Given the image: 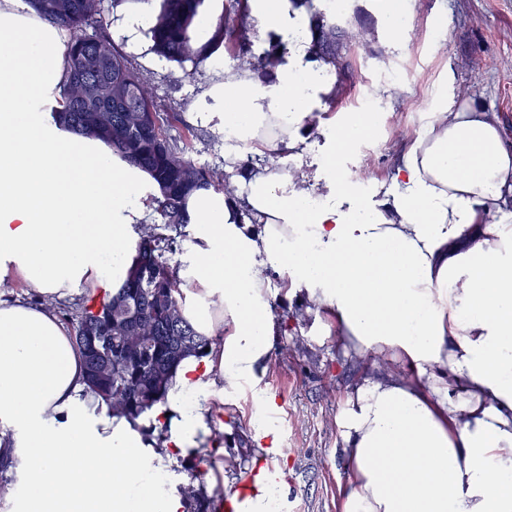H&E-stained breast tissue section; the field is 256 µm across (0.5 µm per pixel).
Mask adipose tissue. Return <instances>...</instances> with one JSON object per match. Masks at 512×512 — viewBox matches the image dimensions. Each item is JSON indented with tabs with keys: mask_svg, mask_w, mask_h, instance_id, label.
Instances as JSON below:
<instances>
[{
	"mask_svg": "<svg viewBox=\"0 0 512 512\" xmlns=\"http://www.w3.org/2000/svg\"><path fill=\"white\" fill-rule=\"evenodd\" d=\"M290 0H250L263 36L287 43L264 79L227 72L214 90L237 146L292 150L328 94L327 67ZM65 32L20 0H0V280L65 298L123 284L136 250L144 174L99 140L52 123ZM375 129L330 126L324 166ZM398 190L375 200L330 181L316 196L280 168L246 172L233 200L187 202L192 239L179 277L185 319L215 344L175 368L152 421L87 413L81 353L43 306L0 301V462L24 472L16 512H185L156 451L180 455L211 433V407L259 384L281 326L268 271L287 274L305 318H328L368 358L344 404L350 468L340 512H512V144L471 104L431 113L400 157Z\"/></svg>",
	"mask_w": 512,
	"mask_h": 512,
	"instance_id": "1",
	"label": "adipose tissue"
}]
</instances>
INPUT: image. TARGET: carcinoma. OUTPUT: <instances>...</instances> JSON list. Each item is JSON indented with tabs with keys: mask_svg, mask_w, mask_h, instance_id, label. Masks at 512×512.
I'll use <instances>...</instances> for the list:
<instances>
[{
	"mask_svg": "<svg viewBox=\"0 0 512 512\" xmlns=\"http://www.w3.org/2000/svg\"><path fill=\"white\" fill-rule=\"evenodd\" d=\"M24 2L69 34L63 61V110L51 112L53 121L69 131L100 139L113 155L146 172L159 191L153 196L152 217L138 226V254L123 285L115 294L91 291L85 295L75 328L91 403L103 401L118 417H144L164 399L170 375L180 360L219 340L198 334L184 318V282L177 267L165 258L176 239L186 236L185 204L200 189L233 199L238 187L231 181L233 174L194 159L197 129L185 125L171 133L179 113L172 105L156 100L150 80L128 56L109 37L88 33L90 28L103 27L99 0H71L74 7L70 10L60 7L61 0ZM211 2L112 0V6H155L154 23L148 30L151 50L182 68L191 64L193 74L224 50L237 60L239 69L265 75L273 71L281 62L279 45L271 43L257 56L252 53L244 24L248 0H231L219 14L213 12ZM291 3L306 13L311 58L356 83L359 73L348 59L351 45L349 32L341 26L344 16L336 15L332 8H320L314 0ZM204 14L209 15L210 26L202 39L198 24ZM101 86L112 89V112L104 128L88 124L92 107L86 97L87 90ZM117 324L128 325L130 335L142 337L139 351L123 355Z\"/></svg>",
	"mask_w": 512,
	"mask_h": 512,
	"instance_id": "1",
	"label": "carcinoma"
}]
</instances>
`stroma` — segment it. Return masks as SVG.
Returning <instances> with one entry per match:
<instances>
[{"label": "stroma", "instance_id": "stroma-1", "mask_svg": "<svg viewBox=\"0 0 512 512\" xmlns=\"http://www.w3.org/2000/svg\"><path fill=\"white\" fill-rule=\"evenodd\" d=\"M409 2L411 20L395 32L378 0H350L345 18L363 34L352 47L351 62L363 80L316 110L324 121L341 117L357 112L363 94L373 95L383 119L373 134L346 151L337 172L365 197L394 191L393 154L421 132L437 99L473 101L499 117L505 137L512 141V0ZM99 7L113 42L149 73L156 96L177 104L182 119L201 129L195 160L223 167L233 154L224 129L201 120L199 114L210 102V88L233 70V59L223 56L187 76L152 52L147 33L129 43L125 28L131 10L113 8L112 0H100ZM395 68L405 73L396 85L386 79ZM324 154V139L315 133L299 149L286 153L282 167L302 173L307 185L321 192L326 186ZM276 309L290 318L276 338L269 370L257 389L276 399L271 418L283 454L275 463L285 473L278 499L283 512H339L338 491L347 481L348 469L340 453L338 419L367 360L337 344L335 334L321 323L297 320L296 299L278 296ZM253 392L247 389L224 398L218 430L234 441V466L216 469L206 449L189 457L170 453L165 469L169 486L193 483L203 488L188 512H226L227 498L241 488L254 460L263 457L250 427Z\"/></svg>", "mask_w": 512, "mask_h": 512}]
</instances>
